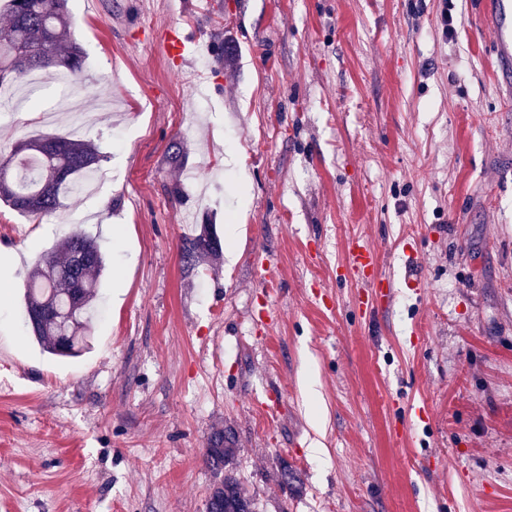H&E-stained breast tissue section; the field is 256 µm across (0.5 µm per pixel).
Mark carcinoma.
<instances>
[{"mask_svg":"<svg viewBox=\"0 0 512 512\" xmlns=\"http://www.w3.org/2000/svg\"><path fill=\"white\" fill-rule=\"evenodd\" d=\"M40 33L47 39V49L34 50L26 72L62 67L75 75L82 70L84 52L70 31L68 0H8V19L0 25V73L12 69L15 48L35 46ZM22 143L24 152L15 148L0 162V202L21 215L55 212L62 199L79 193L84 179L101 168L103 155L88 140L39 134ZM221 252V240L208 225L181 243V260L188 270ZM105 265L97 242L77 230L29 274L26 313L41 315L31 330L48 352L77 357L89 348L98 278ZM206 455L215 473L207 512H255L253 497L233 471L236 448L230 432L215 429Z\"/></svg>","mask_w":512,"mask_h":512,"instance_id":"1","label":"carcinoma"}]
</instances>
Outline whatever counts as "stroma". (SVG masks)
I'll return each mask as SVG.
<instances>
[{"mask_svg": "<svg viewBox=\"0 0 512 512\" xmlns=\"http://www.w3.org/2000/svg\"><path fill=\"white\" fill-rule=\"evenodd\" d=\"M216 2L69 0L88 128L39 122L50 81L0 111V160L43 133L105 155L54 215L0 203V512H206L216 427L256 512H512V83L486 0ZM205 222L233 258L185 270ZM76 228L106 267L89 349L60 358L24 288ZM353 238L389 303L359 306ZM191 36L183 29L169 30L164 42V51L170 59L183 62L187 43L191 42Z\"/></svg>", "mask_w": 512, "mask_h": 512, "instance_id": "obj_1", "label": "stroma"}]
</instances>
